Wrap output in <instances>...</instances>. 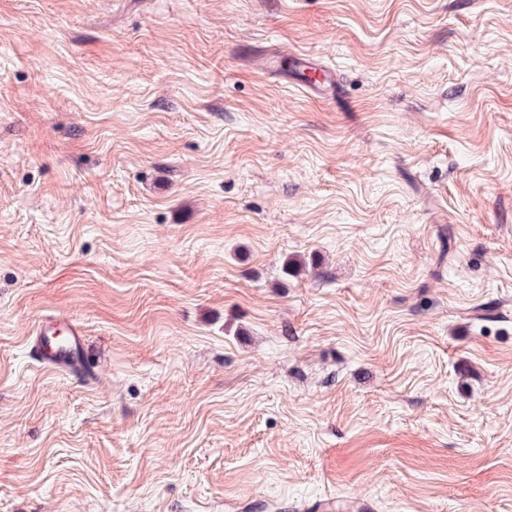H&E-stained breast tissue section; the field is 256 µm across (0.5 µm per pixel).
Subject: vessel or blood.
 <instances>
[{
	"instance_id": "obj_1",
	"label": "vessel or blood",
	"mask_w": 512,
	"mask_h": 512,
	"mask_svg": "<svg viewBox=\"0 0 512 512\" xmlns=\"http://www.w3.org/2000/svg\"><path fill=\"white\" fill-rule=\"evenodd\" d=\"M296 73L302 88L325 94L336 80L332 69L314 63L309 56H296ZM36 350L42 363L54 370L84 375L86 357L81 327L71 317L51 315L42 319L37 330Z\"/></svg>"
}]
</instances>
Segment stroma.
Listing matches in <instances>:
<instances>
[{"mask_svg": "<svg viewBox=\"0 0 512 512\" xmlns=\"http://www.w3.org/2000/svg\"><path fill=\"white\" fill-rule=\"evenodd\" d=\"M0 512H512V0H0ZM298 82L302 88L320 94H326L334 88L335 73L332 69L314 63L306 54L294 56ZM61 331L66 332L63 340L58 337ZM36 335V352L45 366L87 377L81 326L70 316L50 315L42 319Z\"/></svg>", "mask_w": 512, "mask_h": 512, "instance_id": "obj_1", "label": "stroma"}]
</instances>
